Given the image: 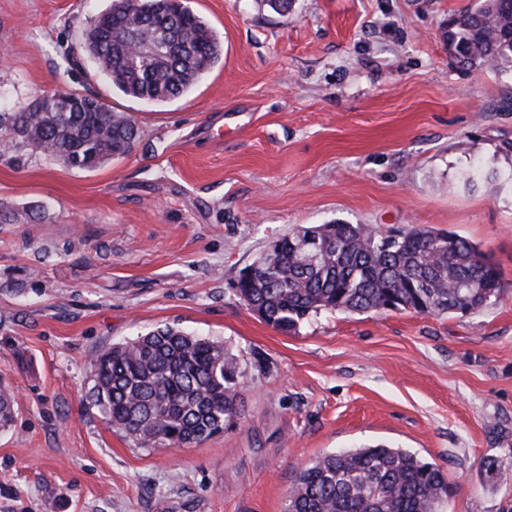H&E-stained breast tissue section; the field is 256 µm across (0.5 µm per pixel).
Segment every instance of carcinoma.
<instances>
[{
	"mask_svg": "<svg viewBox=\"0 0 512 512\" xmlns=\"http://www.w3.org/2000/svg\"><path fill=\"white\" fill-rule=\"evenodd\" d=\"M170 44L135 55L134 37ZM448 49L467 69L512 63V0H475L448 23ZM80 50L94 74L146 104L187 94L218 62L222 46L187 0H112L87 21ZM46 111L0 112V157L43 156L79 169L126 156L141 130L106 103L76 107L73 92L45 96ZM279 264L255 261L238 295L288 332L322 309L348 313L393 309L470 313L508 285L491 259L455 234L411 227L396 235L366 224L297 227L280 238ZM90 398L112 427L139 447L166 441L200 444L243 415L237 358L218 341L179 328H156L114 343L91 358ZM15 399L0 386V429ZM448 483L436 464L402 448L364 445L325 454L295 475L286 512H441Z\"/></svg>",
	"mask_w": 512,
	"mask_h": 512,
	"instance_id": "1",
	"label": "carcinoma"
}]
</instances>
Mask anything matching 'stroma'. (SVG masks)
Wrapping results in <instances>:
<instances>
[{"mask_svg": "<svg viewBox=\"0 0 512 512\" xmlns=\"http://www.w3.org/2000/svg\"><path fill=\"white\" fill-rule=\"evenodd\" d=\"M472 2L188 0L221 60L148 105L72 62L110 0H0V112L90 89L141 128L89 170L0 158V384L17 400L0 512H284L310 461L376 444L441 466L444 512H512V294L443 316L323 310L283 333L236 290L288 228L333 221L456 234L512 283V68L448 53ZM164 325L237 357L244 414L140 448L90 403L89 361Z\"/></svg>", "mask_w": 512, "mask_h": 512, "instance_id": "35a3bbf8", "label": "stroma"}]
</instances>
